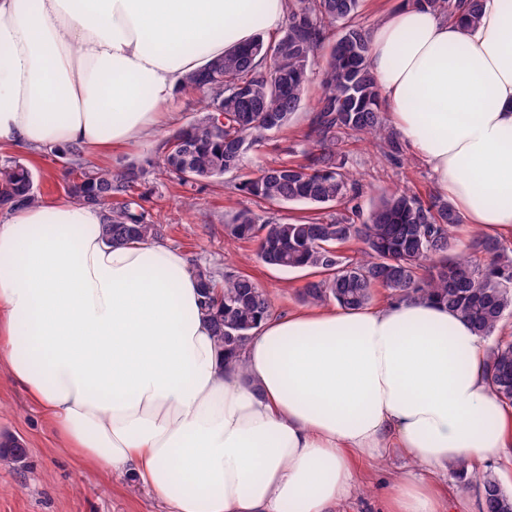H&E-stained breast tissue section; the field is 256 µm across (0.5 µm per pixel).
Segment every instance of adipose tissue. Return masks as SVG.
I'll return each mask as SVG.
<instances>
[{
    "label": "adipose tissue",
    "mask_w": 512,
    "mask_h": 512,
    "mask_svg": "<svg viewBox=\"0 0 512 512\" xmlns=\"http://www.w3.org/2000/svg\"><path fill=\"white\" fill-rule=\"evenodd\" d=\"M286 0H0V145L90 155L162 133L184 78L277 32ZM384 104L466 223L512 237V0L472 27L415 5L369 33ZM70 201L0 222V370L62 448L170 512H336L358 467L414 466L385 512H447L424 479L512 447L488 348L445 305L309 306L225 360L182 252L112 244Z\"/></svg>",
    "instance_id": "adipose-tissue-1"
}]
</instances>
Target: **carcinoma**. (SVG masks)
I'll return each instance as SVG.
<instances>
[{"label": "carcinoma", "instance_id": "cac0c4a2", "mask_svg": "<svg viewBox=\"0 0 512 512\" xmlns=\"http://www.w3.org/2000/svg\"><path fill=\"white\" fill-rule=\"evenodd\" d=\"M412 2L465 26L476 24L482 6V0ZM359 7L360 0H288L283 37H258L187 75L184 90L203 94L199 115L160 145L156 164L183 184L239 171L251 149L290 125L301 106L310 61L328 49L321 93L303 135L304 161L265 166L235 188L270 205L334 207L336 216L326 221L263 218L241 210L224 224L228 239L256 242L257 258L269 267L309 271L312 278L298 292L304 304L334 302L356 309L370 304L383 288L392 299L423 298L448 306L484 339L512 315V245L477 236L469 253L452 254L460 216L440 197L424 201L396 190L366 213L357 202V180L341 156L344 138L367 137L391 161L402 150L384 122L368 33L356 22ZM146 175L135 164L82 168L67 189L77 202L105 212L102 231L108 241L155 239L162 225L148 221L140 204ZM39 201L30 169L17 162L0 166L1 210ZM351 241L361 244L358 258L342 252ZM191 272L216 340L233 361L271 315L270 297L242 272H227L221 282L206 267L197 265ZM487 381L512 406V340L491 348ZM24 455L17 441H0V461L16 464ZM471 484L479 512H512V491L494 474L475 472Z\"/></svg>", "mask_w": 512, "mask_h": 512}]
</instances>
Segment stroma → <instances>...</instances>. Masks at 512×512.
I'll use <instances>...</instances> for the list:
<instances>
[{"label": "stroma", "mask_w": 512, "mask_h": 512, "mask_svg": "<svg viewBox=\"0 0 512 512\" xmlns=\"http://www.w3.org/2000/svg\"><path fill=\"white\" fill-rule=\"evenodd\" d=\"M324 56L310 65L307 96L290 127L271 133L247 155L241 169L250 175L260 167L302 158V136L312 115V103L320 91ZM160 138L149 137L126 147L122 164L134 163L148 169L143 207L150 219L161 222V242L178 249L187 260L209 266L216 278L229 271L254 277L271 299L274 311L300 307L298 291L307 281L303 271L273 269L255 257L254 242H227L225 215L247 209L263 217L329 218L330 209L312 210L307 206L277 207L234 190V175L197 184H180L153 169ZM347 166L361 179L363 206H370L378 193L393 188L406 189L421 197L435 195L430 169L403 150L398 161H389L363 138L349 139ZM16 160L29 167L34 185L43 200L67 199L66 160L56 150H0V163ZM13 438L26 450L23 463L0 467V512H168L155 493L131 491L130 474H105L85 464L59 446L57 432L39 406L19 386L0 373V440ZM409 462L393 456L377 462L366 473L362 492L342 503L338 512H380L387 485L396 474L408 470Z\"/></svg>", "instance_id": "35a3bbf8"}]
</instances>
